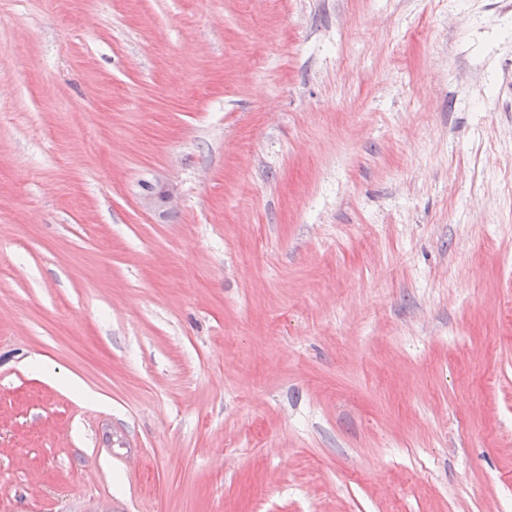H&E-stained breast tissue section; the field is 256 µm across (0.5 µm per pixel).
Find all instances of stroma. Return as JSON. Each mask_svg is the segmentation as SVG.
Wrapping results in <instances>:
<instances>
[{
	"label": "stroma",
	"mask_w": 512,
	"mask_h": 512,
	"mask_svg": "<svg viewBox=\"0 0 512 512\" xmlns=\"http://www.w3.org/2000/svg\"><path fill=\"white\" fill-rule=\"evenodd\" d=\"M0 512H512V0H0Z\"/></svg>",
	"instance_id": "obj_1"
}]
</instances>
